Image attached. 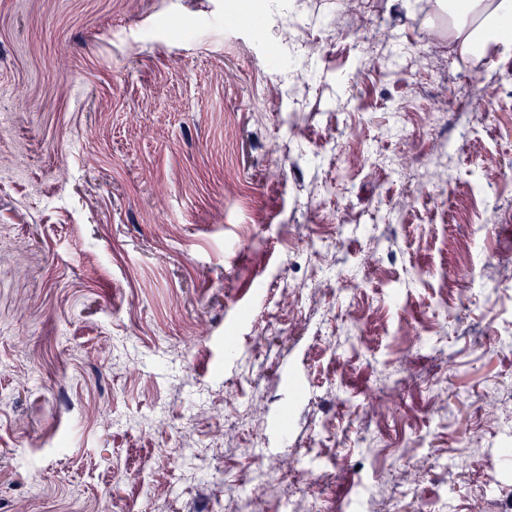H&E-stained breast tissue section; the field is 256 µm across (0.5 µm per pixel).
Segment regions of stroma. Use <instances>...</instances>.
Here are the masks:
<instances>
[{"label": "stroma", "mask_w": 512, "mask_h": 512, "mask_svg": "<svg viewBox=\"0 0 512 512\" xmlns=\"http://www.w3.org/2000/svg\"><path fill=\"white\" fill-rule=\"evenodd\" d=\"M375 3L373 25L332 39L341 0H0V512H216L253 493L233 472L286 457L344 456L369 493L379 473L351 436L374 374L340 343L350 374L332 397L311 348L356 303L384 315L363 324L373 358L421 333L447 397L445 420L411 426L424 473L403 512H468L476 491L495 512L512 492V435L486 432L481 471L454 460L488 386L512 381V294L485 284L512 251V208L486 190L512 194V59L449 54L436 0ZM292 26L326 55L285 65ZM461 79L471 100L431 122L430 98ZM450 143L447 189L367 230L405 194L384 158L429 165ZM467 222L484 231L463 258ZM321 223L341 237L317 264ZM318 274L357 295L324 298L306 286ZM432 323L447 335L426 337ZM263 330L275 343L258 353ZM254 377L261 414L230 450L205 461L210 421L176 449L183 415Z\"/></svg>", "instance_id": "stroma-1"}]
</instances>
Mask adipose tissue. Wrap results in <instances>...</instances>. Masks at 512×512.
Here are the masks:
<instances>
[{
	"mask_svg": "<svg viewBox=\"0 0 512 512\" xmlns=\"http://www.w3.org/2000/svg\"><path fill=\"white\" fill-rule=\"evenodd\" d=\"M448 41L464 55L512 51V0H453Z\"/></svg>",
	"mask_w": 512,
	"mask_h": 512,
	"instance_id": "obj_1",
	"label": "adipose tissue"
}]
</instances>
